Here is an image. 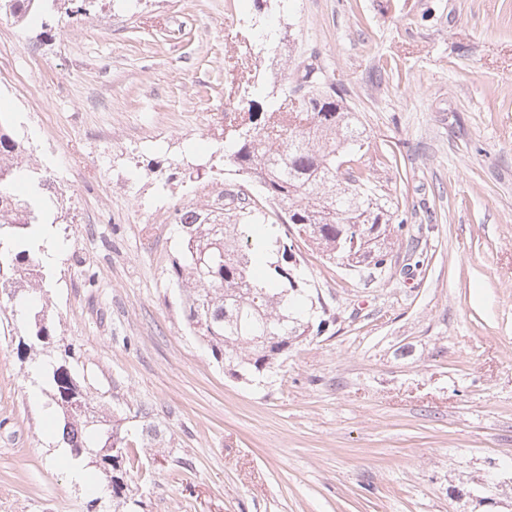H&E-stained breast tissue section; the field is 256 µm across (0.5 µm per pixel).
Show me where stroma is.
Here are the masks:
<instances>
[{"label": "stroma", "mask_w": 512, "mask_h": 512, "mask_svg": "<svg viewBox=\"0 0 512 512\" xmlns=\"http://www.w3.org/2000/svg\"><path fill=\"white\" fill-rule=\"evenodd\" d=\"M45 0L0 13V117L63 199L47 313L96 404L145 409L134 512H512V0ZM316 56L407 232L384 275L297 253L335 322L230 376L167 286L175 214L227 190L243 85ZM0 334V512H112L41 359Z\"/></svg>", "instance_id": "stroma-1"}]
</instances>
